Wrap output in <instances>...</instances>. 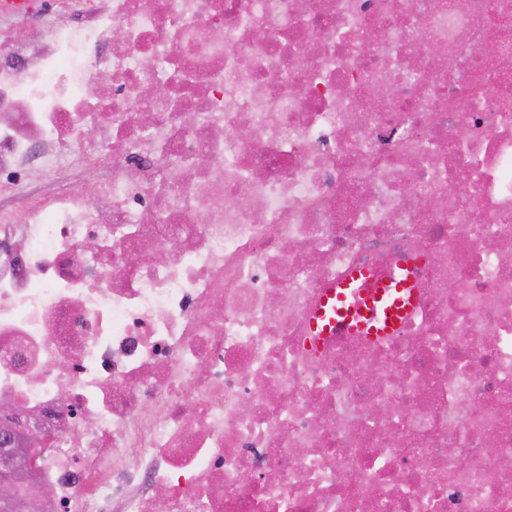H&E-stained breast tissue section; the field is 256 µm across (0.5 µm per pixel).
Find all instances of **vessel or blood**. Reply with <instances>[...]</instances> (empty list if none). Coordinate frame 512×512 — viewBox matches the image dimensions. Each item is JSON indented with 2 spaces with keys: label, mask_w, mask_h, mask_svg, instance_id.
I'll list each match as a JSON object with an SVG mask.
<instances>
[{
  "label": "vessel or blood",
  "mask_w": 512,
  "mask_h": 512,
  "mask_svg": "<svg viewBox=\"0 0 512 512\" xmlns=\"http://www.w3.org/2000/svg\"><path fill=\"white\" fill-rule=\"evenodd\" d=\"M371 275L363 271L352 279L339 283L329 292L314 326L324 335L364 333L370 336H388L396 332L414 301V295L407 283L397 288L381 287L373 298L370 308L363 315H353L349 300L356 288Z\"/></svg>",
  "instance_id": "b4317fda"
}]
</instances>
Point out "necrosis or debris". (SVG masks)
I'll list each match as a JSON object with an SVG mask.
<instances>
[{
	"mask_svg": "<svg viewBox=\"0 0 512 512\" xmlns=\"http://www.w3.org/2000/svg\"><path fill=\"white\" fill-rule=\"evenodd\" d=\"M65 5L79 38L0 43L29 512H512V0ZM67 158L95 194L28 191ZM363 269L413 314L314 336Z\"/></svg>",
	"mask_w": 512,
	"mask_h": 512,
	"instance_id": "1",
	"label": "necrosis or debris"
}]
</instances>
